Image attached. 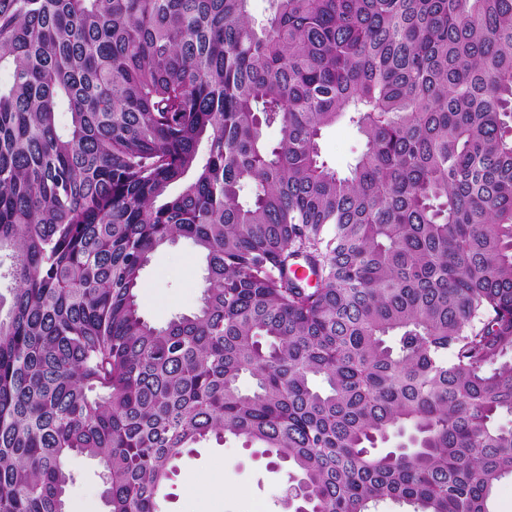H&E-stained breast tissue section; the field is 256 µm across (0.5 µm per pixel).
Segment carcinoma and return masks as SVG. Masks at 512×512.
<instances>
[{"mask_svg":"<svg viewBox=\"0 0 512 512\" xmlns=\"http://www.w3.org/2000/svg\"><path fill=\"white\" fill-rule=\"evenodd\" d=\"M273 3L0 0V512H64L74 456L160 512L228 437L294 512H491L512 476V0ZM180 238L201 305L155 326ZM363 148L362 135L345 122L327 128L320 140L323 158L343 176L349 175ZM204 260L190 241L179 239L158 249L146 267L139 311L150 323L163 326L179 315H189L201 304Z\"/></svg>","mask_w":512,"mask_h":512,"instance_id":"obj_1","label":"carcinoma"}]
</instances>
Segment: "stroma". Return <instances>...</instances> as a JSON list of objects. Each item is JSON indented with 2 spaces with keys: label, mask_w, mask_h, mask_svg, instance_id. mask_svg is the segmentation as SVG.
I'll return each instance as SVG.
<instances>
[{
  "label": "stroma",
  "mask_w": 512,
  "mask_h": 512,
  "mask_svg": "<svg viewBox=\"0 0 512 512\" xmlns=\"http://www.w3.org/2000/svg\"><path fill=\"white\" fill-rule=\"evenodd\" d=\"M364 148L356 128L341 122L327 128L320 140L323 158L343 176L349 175ZM204 260L190 241L177 240L158 249L146 267L138 297L139 311L150 323L163 326L172 318L191 314L201 304ZM178 472L167 481L164 512H289L288 467L274 462L258 446L237 439L201 443L177 462ZM73 475L65 499V512L89 501L93 512H107L99 466L83 457L72 458ZM220 473L222 491L199 494L190 479L197 474Z\"/></svg>",
  "instance_id": "obj_1"
}]
</instances>
